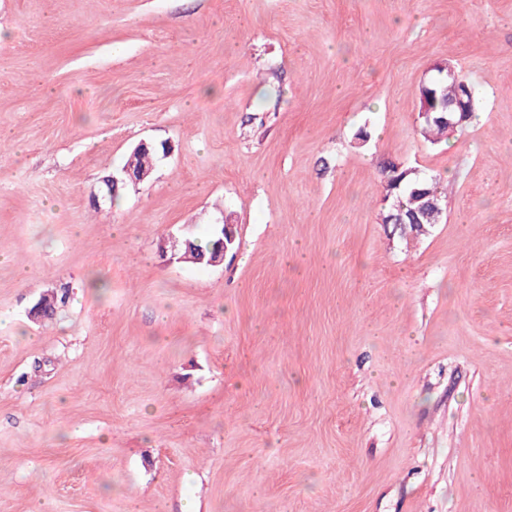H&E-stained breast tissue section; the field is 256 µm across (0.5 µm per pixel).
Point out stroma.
<instances>
[{
  "label": "stroma",
  "instance_id": "35a3bbf8",
  "mask_svg": "<svg viewBox=\"0 0 512 512\" xmlns=\"http://www.w3.org/2000/svg\"><path fill=\"white\" fill-rule=\"evenodd\" d=\"M0 310V512H512V0H0ZM448 78L455 77V71L448 67ZM447 77H440L438 79L433 80L432 82L426 84L420 89V103L422 109V97H425L428 101L430 107H434L435 111L431 114V118L429 120L422 118V133L425 138L429 139L431 142L435 143L441 136H447L448 130L454 129L448 127V114L457 112L463 113L466 111L468 105L471 103L474 92V102L472 106V112L468 115L464 116V125L467 124L473 117L475 104H476V95L474 89H471V84L462 77H459L458 82H454L453 80H448ZM464 83L466 88L465 95L468 97V100L465 101L462 98L456 100L459 89ZM473 88V87H472ZM456 100V101H455ZM455 101V102H454ZM454 102L452 105L448 106V103ZM448 108V113H447ZM445 112V113H441ZM462 123V124H463ZM460 124V125H462ZM458 125V126H460ZM463 125V126H464ZM457 126V127H458ZM460 126L458 128H462ZM146 162L147 158L144 154L132 152L125 164L126 167H123L118 175H114V173H112L111 176L103 179L106 191L104 190V194L101 196V199L103 201L111 200L112 196L118 192L120 187H124L128 184L137 186L148 180L152 176L154 165L147 167V165H145ZM128 167L131 169L143 168L139 172H133ZM406 170L408 169L401 166L398 171L394 162L384 166L383 173H386L387 177L395 178L400 183V187L394 190L396 201L393 206L391 201L384 204L385 198L382 194L380 218L384 224H396L401 216L406 224H410L409 216H416L417 219L412 223L411 232L422 234L431 224H436L434 206L442 208L443 195L435 178H423L413 173L406 175ZM414 189L420 191L416 192ZM424 211L429 212L432 216L424 217L422 215ZM216 224L222 227V238L219 240L215 247L214 245L216 244V240L218 238V229L215 224H210L207 230L206 238L203 241L186 240L183 244V248L181 249L182 252L186 250V242L190 241L192 251L198 252L199 255L205 254L206 257H208L209 253L211 252L206 260V266H218L223 263L224 256L232 248L235 242V224H224V217L222 218L221 222ZM192 251L188 246V249L185 251V253L179 257V261L191 262L194 264L204 263L205 259L203 257H196L193 255Z\"/></svg>",
  "mask_w": 512,
  "mask_h": 512
}]
</instances>
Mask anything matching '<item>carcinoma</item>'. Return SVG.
Returning a JSON list of instances; mask_svg holds the SVG:
<instances>
[{
  "instance_id": "cac0c4a2",
  "label": "carcinoma",
  "mask_w": 512,
  "mask_h": 512,
  "mask_svg": "<svg viewBox=\"0 0 512 512\" xmlns=\"http://www.w3.org/2000/svg\"><path fill=\"white\" fill-rule=\"evenodd\" d=\"M466 83L464 78L454 82L446 77H440L420 89V96L426 98L429 105L435 108L430 119L423 120L422 133L425 138L434 142L448 135V103L456 100L459 89ZM386 176L393 177L400 183L394 191L395 203L381 206L380 218L384 224H394L398 219L409 222V217H416L411 230L421 234L429 226L436 223L433 216L435 207L442 206V192L434 178H423L419 175L408 174L406 169H397L395 163L384 166ZM218 229L214 224L209 225L207 236L202 241H191V248L198 254H209L216 244ZM70 298V286L61 284L52 289L49 298L45 299L44 318L53 316L56 310L65 306Z\"/></svg>"
}]
</instances>
